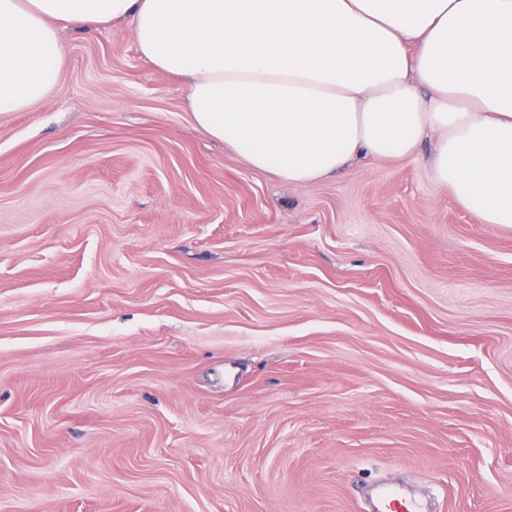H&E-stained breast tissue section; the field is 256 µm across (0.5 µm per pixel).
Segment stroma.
I'll use <instances>...</instances> for the list:
<instances>
[{
	"label": "stroma",
	"instance_id": "stroma-1",
	"mask_svg": "<svg viewBox=\"0 0 512 512\" xmlns=\"http://www.w3.org/2000/svg\"><path fill=\"white\" fill-rule=\"evenodd\" d=\"M61 37L0 112V512H512V224L255 171L130 25Z\"/></svg>",
	"mask_w": 512,
	"mask_h": 512
}]
</instances>
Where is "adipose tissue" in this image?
<instances>
[{"mask_svg": "<svg viewBox=\"0 0 512 512\" xmlns=\"http://www.w3.org/2000/svg\"><path fill=\"white\" fill-rule=\"evenodd\" d=\"M125 22L252 169L301 185L421 158L483 223L512 224V0H0V112L58 89L61 28Z\"/></svg>", "mask_w": 512, "mask_h": 512, "instance_id": "1", "label": "adipose tissue"}]
</instances>
